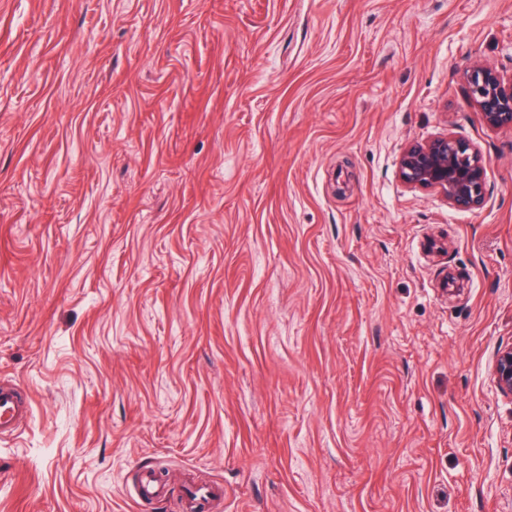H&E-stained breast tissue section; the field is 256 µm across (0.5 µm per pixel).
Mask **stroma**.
<instances>
[{
  "label": "stroma",
  "mask_w": 512,
  "mask_h": 512,
  "mask_svg": "<svg viewBox=\"0 0 512 512\" xmlns=\"http://www.w3.org/2000/svg\"><path fill=\"white\" fill-rule=\"evenodd\" d=\"M476 63L512 76V0H0V512H512ZM447 133L477 210L399 177ZM31 408L17 386L0 385V435L12 433L17 429V421Z\"/></svg>",
  "instance_id": "stroma-1"
}]
</instances>
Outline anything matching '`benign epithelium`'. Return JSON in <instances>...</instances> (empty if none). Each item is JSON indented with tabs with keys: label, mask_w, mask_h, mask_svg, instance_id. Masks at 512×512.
Returning a JSON list of instances; mask_svg holds the SVG:
<instances>
[{
	"label": "benign epithelium",
	"mask_w": 512,
	"mask_h": 512,
	"mask_svg": "<svg viewBox=\"0 0 512 512\" xmlns=\"http://www.w3.org/2000/svg\"><path fill=\"white\" fill-rule=\"evenodd\" d=\"M471 99L486 126H512V77L477 64L467 73ZM487 159L472 143L448 134L405 147L399 176L411 186L438 192L453 208L472 211L486 196ZM493 377L499 391L512 398V345L499 350Z\"/></svg>",
	"instance_id": "7a95c632"
}]
</instances>
